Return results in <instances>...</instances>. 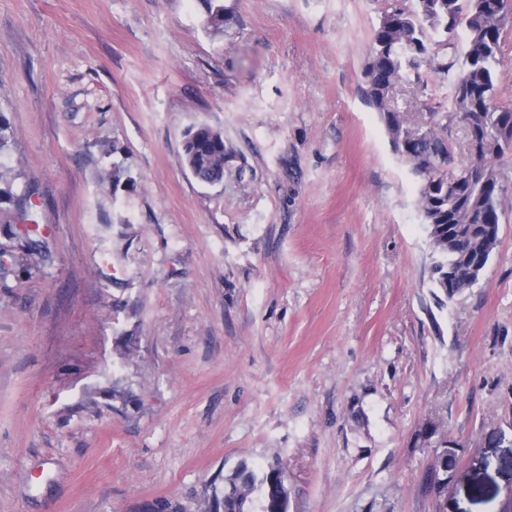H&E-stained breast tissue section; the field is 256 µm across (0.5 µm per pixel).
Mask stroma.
Returning a JSON list of instances; mask_svg holds the SVG:
<instances>
[{
	"label": "stroma",
	"mask_w": 512,
	"mask_h": 512,
	"mask_svg": "<svg viewBox=\"0 0 512 512\" xmlns=\"http://www.w3.org/2000/svg\"><path fill=\"white\" fill-rule=\"evenodd\" d=\"M410 3L224 0L214 29L200 0H0V512H206L275 456L289 512L512 495V154L490 262L437 298L420 181L365 99ZM200 123L244 177L192 175Z\"/></svg>",
	"instance_id": "obj_1"
}]
</instances>
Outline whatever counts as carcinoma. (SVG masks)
Segmentation results:
<instances>
[{
  "instance_id": "cac0c4a2",
  "label": "carcinoma",
  "mask_w": 512,
  "mask_h": 512,
  "mask_svg": "<svg viewBox=\"0 0 512 512\" xmlns=\"http://www.w3.org/2000/svg\"><path fill=\"white\" fill-rule=\"evenodd\" d=\"M208 24L224 25V0H201ZM508 22L506 0H412V6L383 13L374 30L372 55L365 66L368 103L380 113L393 151L420 177L417 208L430 238V280L449 298L477 283L481 272L470 255L489 262L500 231V174L493 161L512 152L495 146L501 130L512 127V109L499 106L496 71L502 65L500 46ZM466 33L465 49L451 41L459 26ZM439 75L447 90L448 110L429 112L412 121L394 102L393 90L405 82L417 95L428 88L421 68ZM462 125L466 140L479 138L490 148L471 158L485 179L460 170L448 181V168L457 164L452 139ZM185 162L202 183L224 181L228 160L238 151L221 131L207 124L189 128L183 139ZM20 240L38 235L27 201L19 206ZM285 470L275 457L261 470L243 461L224 478L222 495H213L212 512H288L289 497L282 493L279 474Z\"/></svg>"
}]
</instances>
